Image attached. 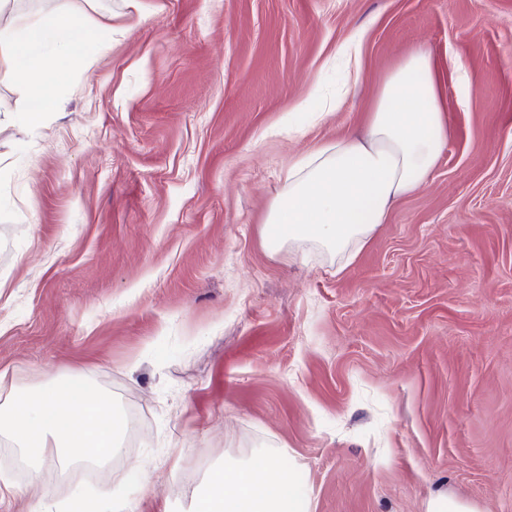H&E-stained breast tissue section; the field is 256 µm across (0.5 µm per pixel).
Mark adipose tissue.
<instances>
[{
	"mask_svg": "<svg viewBox=\"0 0 512 512\" xmlns=\"http://www.w3.org/2000/svg\"><path fill=\"white\" fill-rule=\"evenodd\" d=\"M18 0H0V58L29 92L27 118L41 120L56 106L44 86L46 69L65 78L75 42L74 17L65 12L31 17ZM448 140V125L432 56H405L381 85L364 136L319 144L289 166L263 233L266 247L311 241L349 263L358 248L386 223L392 204L425 185ZM126 419L95 384L73 375L47 387L13 393L0 405V434L29 463L56 458L106 465L124 452ZM195 512H306L292 471L273 454L236 461L214 471L195 497Z\"/></svg>",
	"mask_w": 512,
	"mask_h": 512,
	"instance_id": "adipose-tissue-1",
	"label": "adipose tissue"
}]
</instances>
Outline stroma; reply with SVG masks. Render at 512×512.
Returning a JSON list of instances; mask_svg holds the SVG:
<instances>
[{
	"label": "stroma",
	"instance_id": "obj_1",
	"mask_svg": "<svg viewBox=\"0 0 512 512\" xmlns=\"http://www.w3.org/2000/svg\"><path fill=\"white\" fill-rule=\"evenodd\" d=\"M102 43L47 74L28 123L0 69V399L74 371L136 412L110 479L132 512L225 458L279 452L308 512H512V0H24ZM360 34L361 78L337 50ZM429 51L448 143L345 269L266 249L289 166L357 134L388 72ZM475 75L460 86L453 63ZM328 112L298 111L313 88ZM155 470L145 488L125 474ZM427 512H479V510L469 501L437 497L428 502Z\"/></svg>",
	"mask_w": 512,
	"mask_h": 512
}]
</instances>
